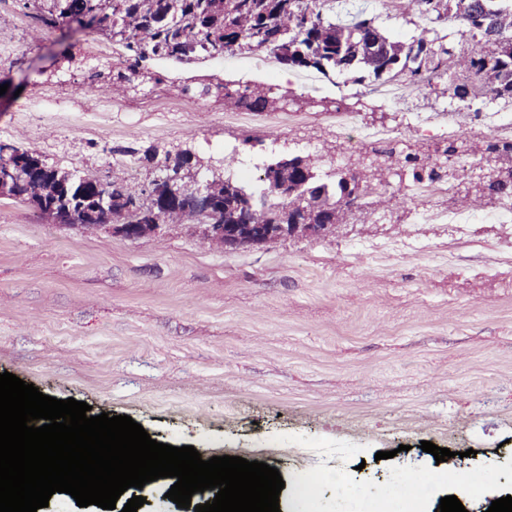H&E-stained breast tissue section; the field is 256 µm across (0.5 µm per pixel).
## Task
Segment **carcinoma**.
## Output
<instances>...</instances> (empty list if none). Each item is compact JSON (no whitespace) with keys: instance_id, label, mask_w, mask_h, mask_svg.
Here are the masks:
<instances>
[{"instance_id":"carcinoma-1","label":"carcinoma","mask_w":512,"mask_h":512,"mask_svg":"<svg viewBox=\"0 0 512 512\" xmlns=\"http://www.w3.org/2000/svg\"><path fill=\"white\" fill-rule=\"evenodd\" d=\"M47 28L75 23L112 40L126 51L125 58L92 67L88 78L95 89L108 81L112 90L138 80L153 79L142 67L148 59L193 63L227 51H262L281 65L314 69L324 75L336 70L366 73L375 79L405 76L429 83L450 58L463 79L453 89L458 101L470 106L492 95L512 101V0H409L408 9L423 17L450 19L476 40L479 49L455 55L443 44L423 36L394 40L375 25V18L359 11L346 19L336 17L335 0H23ZM200 98L223 96L224 104L262 112L270 105V88L263 84L201 83ZM0 174L14 183L13 198L26 203L49 220L58 213L72 214L85 227L98 226L111 216L115 224L177 223L253 224L262 228L296 222L295 209L309 210L317 224H340L347 211L370 205L374 188L365 185L359 196L341 202L345 177L322 182L307 160L282 156L263 167L261 181L267 192L256 195L231 177L213 179L211 206H203L185 188L174 192L169 177L179 179L189 170L187 152L153 153L157 176L147 183L123 177L104 180L54 166L38 167L40 154L0 141ZM421 183L441 178L436 166L412 167ZM295 189L291 197L279 187ZM491 196H512V166L486 185Z\"/></svg>"}]
</instances>
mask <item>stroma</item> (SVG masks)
<instances>
[{"label": "stroma", "mask_w": 512, "mask_h": 512, "mask_svg": "<svg viewBox=\"0 0 512 512\" xmlns=\"http://www.w3.org/2000/svg\"><path fill=\"white\" fill-rule=\"evenodd\" d=\"M353 2L392 38L473 47L457 26L404 11L405 0ZM67 46L76 63H54ZM119 54L0 0V140L103 177L125 176L128 151L182 149L205 180L235 175L261 144L272 156L303 154L322 177L364 172L385 202L316 237L230 248L198 224L129 240L0 197V374L86 402L95 416H130L151 439L205 458L248 449L279 470L281 512H298L293 487L317 467L347 491L328 484L315 512H361L409 471L432 469L440 479L419 512H440L452 466L500 475L462 497L466 512L512 493V224L484 219L501 197L459 202L479 167L501 165L487 146L512 140L481 120L501 99L462 106L445 67L428 84L358 83L236 52L152 63L160 82L99 91L87 109L73 90L85 60ZM200 80L266 84L278 102L251 112L189 100ZM454 136L469 161L459 180L413 182L406 155L445 163ZM425 209L471 223L424 224ZM425 441L456 452L454 465L423 452Z\"/></svg>", "instance_id": "obj_1"}]
</instances>
